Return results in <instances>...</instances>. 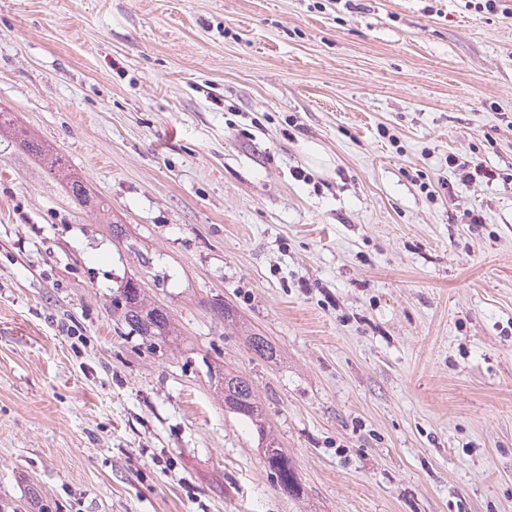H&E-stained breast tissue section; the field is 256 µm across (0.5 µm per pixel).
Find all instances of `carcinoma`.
I'll return each mask as SVG.
<instances>
[{
  "instance_id": "carcinoma-1",
  "label": "carcinoma",
  "mask_w": 512,
  "mask_h": 512,
  "mask_svg": "<svg viewBox=\"0 0 512 512\" xmlns=\"http://www.w3.org/2000/svg\"><path fill=\"white\" fill-rule=\"evenodd\" d=\"M13 139L19 150L39 158L49 172L57 176L78 205L95 213L105 225L112 242L123 246L130 255L134 270L125 273L112 292V316L126 329V336L136 335L151 353L161 351L177 336L174 318L163 307L150 302L145 295V277L155 270L154 256L130 241L125 225L112 220V210L102 197L90 192L88 186L70 172L66 158L31 135L0 110V137ZM249 349L266 360L277 356L275 346L264 336L252 332L247 336ZM224 401V412L235 415L240 422L257 434L263 451V462L275 475L278 487L290 496L300 492L298 473L293 461L269 434L263 407L252 382L229 368H220L219 377L210 379Z\"/></svg>"
}]
</instances>
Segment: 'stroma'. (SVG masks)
<instances>
[{"instance_id": "obj_1", "label": "stroma", "mask_w": 512, "mask_h": 512, "mask_svg": "<svg viewBox=\"0 0 512 512\" xmlns=\"http://www.w3.org/2000/svg\"><path fill=\"white\" fill-rule=\"evenodd\" d=\"M0 108L156 255L181 332L119 337L131 259L0 138V512H512V0H0ZM221 371V372H220ZM220 376L216 379L210 375V382L215 385L224 401V412L235 415L240 422L257 434L258 446L263 451V462L272 475H275L278 487L290 496L298 495L300 483L293 461L269 434L263 407L259 402L252 382L236 371L220 366Z\"/></svg>"}]
</instances>
